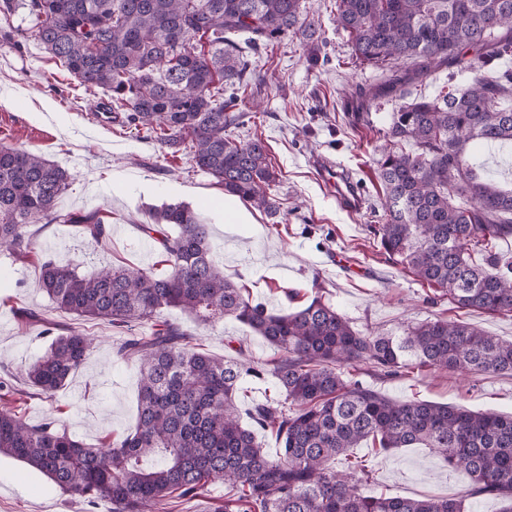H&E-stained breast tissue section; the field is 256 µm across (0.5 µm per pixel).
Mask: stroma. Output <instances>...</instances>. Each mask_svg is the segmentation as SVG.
Returning a JSON list of instances; mask_svg holds the SVG:
<instances>
[{"label": "stroma", "mask_w": 512, "mask_h": 512, "mask_svg": "<svg viewBox=\"0 0 512 512\" xmlns=\"http://www.w3.org/2000/svg\"><path fill=\"white\" fill-rule=\"evenodd\" d=\"M321 23L317 61H309L299 38L289 37L259 52L252 61L259 76L251 99L261 105L260 124H245L231 136L246 141L261 135L270 148L279 177L271 189L281 204L278 219L250 209L248 224H228L218 203L223 189L184 157L161 153L155 141L122 122L99 118L109 98L91 95L37 44L23 14L0 20V146L30 150L68 171L70 185L58 209L98 212L111 238L91 248L80 225L33 228L32 253L18 260L0 251V363L13 375L43 357L50 343L41 324L25 321L20 308L39 310L50 320L76 326V319L55 311L39 286L40 263L51 258L89 273L106 263L135 264L159 272L156 244L140 231L154 208L172 201L189 204L206 218L226 274L249 291L252 302L272 310L306 303L313 285L364 333L393 335L415 322L441 318L470 323L512 341V315H489L457 308L448 297L423 285L402 266L388 262L369 225L382 185L375 172L381 134L391 105L382 106L369 127L353 128L350 115L365 109L356 86L376 83L374 69L353 63L345 32L336 27L331 0H305ZM327 163L360 184V211L344 209L317 169ZM95 348L53 400L37 398L22 406L27 420L51 416L88 443L115 439L136 422L139 376L117 359L121 335L102 321L89 323ZM198 330V329H197ZM203 348L221 356L244 350L255 365L268 369L282 351L247 326L227 319L198 330ZM356 379L397 400L461 404L474 411L512 413V375L473 376L445 371L383 375L370 367ZM353 456L375 465L371 495L410 498L464 496L471 480L426 448L375 453L370 443ZM108 501L96 508L71 498L38 471L0 458V512H110Z\"/></svg>", "instance_id": "stroma-1"}]
</instances>
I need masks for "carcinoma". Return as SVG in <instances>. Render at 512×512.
<instances>
[{
    "mask_svg": "<svg viewBox=\"0 0 512 512\" xmlns=\"http://www.w3.org/2000/svg\"><path fill=\"white\" fill-rule=\"evenodd\" d=\"M304 9L303 0H0L4 15L30 19L40 47L80 87L110 95L125 124L273 219L278 174L267 145L237 141L229 130L247 117L239 106L255 78L252 55L290 35L316 51L321 24ZM336 26L355 62L379 73L368 98L398 102L377 161L384 223L370 225L384 254L460 309L512 315V258L497 249L512 236V184L479 175L468 150L512 146V0H336ZM195 37L206 50L193 49ZM442 66L466 75V84L433 97L410 88ZM68 179L36 153L0 147L1 250L27 257L29 227L42 221L80 224L97 246L108 239L97 215L57 210ZM142 230L158 244L166 272L125 264L80 275L50 259L40 266L54 309L116 330L151 326L116 349L139 373L134 428L92 445L52 418L31 424L15 409L27 398L53 399L94 348V338L74 329L56 335L48 321L49 351L24 372L29 389L0 377V456L90 506L109 501L111 512L198 501L216 483L233 495L212 512H465L463 499L360 492L372 470L335 463L370 440L386 452L430 449L469 475L466 496L493 495L512 512V414L393 400L344 379V369L361 364L385 374L408 366L512 374V342L444 319L398 336L362 334L319 294L273 313L224 274L209 225L187 204L164 205ZM165 309L203 325L232 318L285 357L266 370L210 355L196 332L158 321ZM267 372L279 396L255 404L245 426L240 383ZM259 430L279 440L276 457L262 448Z\"/></svg>",
    "mask_w": 512,
    "mask_h": 512,
    "instance_id": "obj_1",
    "label": "carcinoma"
}]
</instances>
